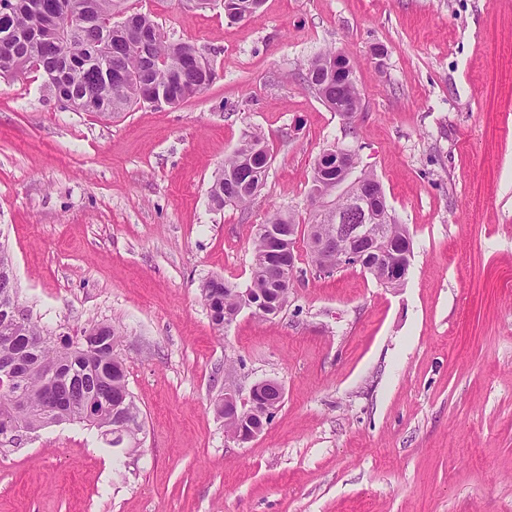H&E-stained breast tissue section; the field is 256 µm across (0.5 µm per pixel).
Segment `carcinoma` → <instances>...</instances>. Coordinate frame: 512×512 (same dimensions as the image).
Listing matches in <instances>:
<instances>
[{"mask_svg": "<svg viewBox=\"0 0 512 512\" xmlns=\"http://www.w3.org/2000/svg\"><path fill=\"white\" fill-rule=\"evenodd\" d=\"M36 2L0 0V33H11L20 61L17 72L35 69L54 76L51 92L75 112L110 117L141 103L129 81L134 74L156 91L185 101L199 94L202 68L213 69L204 55L182 54L152 15L131 10L128 0H74L78 13L73 24L47 46L46 20ZM101 46L108 50L106 61L97 55ZM334 57V50L313 57L304 80L329 109L336 110L339 93L347 108L359 112L362 98L357 85L341 88L326 76V62ZM270 160L264 134L257 130L246 134L215 176L212 206L222 210L250 204L254 193L248 179L254 176L263 183ZM265 224L297 239L299 224L288 212L274 210ZM387 233L394 248L402 251L407 229L393 222ZM265 248V240L255 236L251 283L245 291L222 277L207 278L199 285L201 301L217 328H224V317L238 309L244 295L257 300L273 288L267 267L260 264ZM6 300L20 302L12 258L0 246V306ZM116 336L110 323H93L64 335L33 319L15 334L12 322L0 313V436L16 428L32 432L52 423L88 426L92 412L108 447H130L143 429V417L134 397L120 400L127 379L124 360L114 349Z\"/></svg>", "mask_w": 512, "mask_h": 512, "instance_id": "1", "label": "carcinoma"}]
</instances>
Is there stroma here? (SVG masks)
Here are the masks:
<instances>
[{
    "instance_id": "1",
    "label": "stroma",
    "mask_w": 512,
    "mask_h": 512,
    "mask_svg": "<svg viewBox=\"0 0 512 512\" xmlns=\"http://www.w3.org/2000/svg\"><path fill=\"white\" fill-rule=\"evenodd\" d=\"M214 64L201 95L104 118L41 72L0 78V245L34 319L119 331L143 444L54 424L0 446V512H512V0H129ZM343 52L363 108L304 76ZM272 155L245 208L213 210L245 133ZM332 147L380 181L413 257L398 288L325 274L298 238L288 304L213 325L201 281L250 282L271 206L313 222ZM279 380L267 430L224 445L228 385ZM336 56H341L346 60L350 70L349 82L352 83L353 72L350 67V63L348 62L349 60L339 52L336 54L335 50H327L313 57L308 64L304 80L307 83V86L316 94L325 106L334 112H336V110L337 112H342L340 114L346 118H351L355 113L346 112L361 111L362 98L355 81L354 85L344 86L339 90L343 99L338 101L343 100L348 109L344 107H336V88H338L340 84L336 82V78L332 79L329 77L327 78L326 76V62L329 59L336 58ZM349 109H351V111Z\"/></svg>"
}]
</instances>
